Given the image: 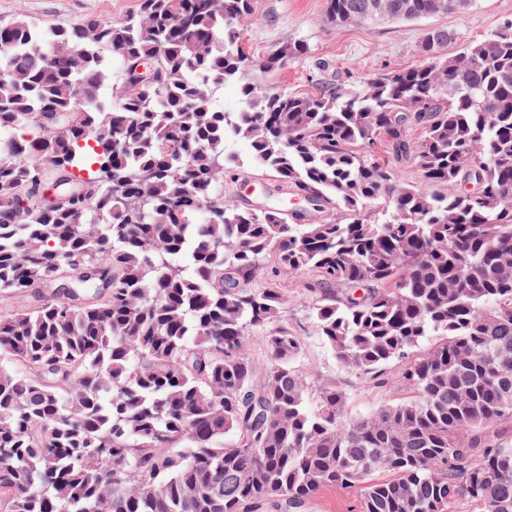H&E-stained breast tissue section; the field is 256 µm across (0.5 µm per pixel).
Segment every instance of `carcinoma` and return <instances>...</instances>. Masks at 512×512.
Instances as JSON below:
<instances>
[{"mask_svg": "<svg viewBox=\"0 0 512 512\" xmlns=\"http://www.w3.org/2000/svg\"><path fill=\"white\" fill-rule=\"evenodd\" d=\"M325 2L338 30L370 4ZM252 14L0 23V128L43 131L0 141V209L25 200L0 221V512H305L326 488L361 512H512V21L454 55L434 27L425 63L308 95L269 84L304 43L247 64ZM112 59L151 80L105 107ZM225 83L238 112L212 106ZM230 134L320 221L224 198ZM410 154L418 185L389 163ZM303 270L338 361L407 397L345 423L346 393L310 387L282 285Z\"/></svg>", "mask_w": 512, "mask_h": 512, "instance_id": "carcinoma-1", "label": "carcinoma"}]
</instances>
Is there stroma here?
Segmentation results:
<instances>
[{
	"instance_id": "stroma-1",
	"label": "stroma",
	"mask_w": 512,
	"mask_h": 512,
	"mask_svg": "<svg viewBox=\"0 0 512 512\" xmlns=\"http://www.w3.org/2000/svg\"><path fill=\"white\" fill-rule=\"evenodd\" d=\"M140 0H0V21L18 18L45 26L71 27L99 17L116 20L137 12ZM512 19V0H474L459 13L438 15L427 23H381L364 29L349 26L336 29L325 19V0H254V14L241 26L249 46L270 51L287 41L307 44V56L292 61L287 70L273 78V86L289 92L312 93L318 64L329 67L339 79L364 77L382 67L405 68L421 64L418 50L424 25L448 28L456 33L457 44L482 40ZM310 273L292 272L284 282L297 302L288 321L303 326L304 349L300 359L311 386L336 384L348 394L347 417L369 414L399 398V391L361 381L338 363L334 353L317 335L308 315L306 287Z\"/></svg>"
}]
</instances>
